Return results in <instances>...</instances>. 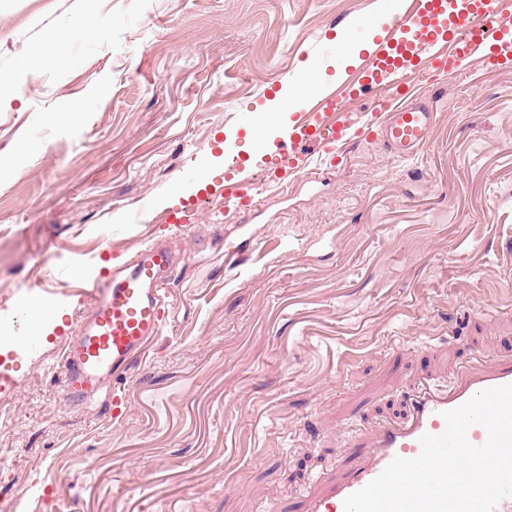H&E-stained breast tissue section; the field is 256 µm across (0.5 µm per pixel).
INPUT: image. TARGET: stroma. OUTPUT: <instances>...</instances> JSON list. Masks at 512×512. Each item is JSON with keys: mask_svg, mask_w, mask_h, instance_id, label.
<instances>
[{"mask_svg": "<svg viewBox=\"0 0 512 512\" xmlns=\"http://www.w3.org/2000/svg\"><path fill=\"white\" fill-rule=\"evenodd\" d=\"M406 8L0 0V79L20 80L0 102V371L18 380L0 393V512H298L311 476L344 460L339 434L404 420L416 382L476 351L512 359V67L414 74L436 114L415 158L375 139L324 174H283L294 115L271 100L310 61L322 90L341 83ZM83 24L92 40L55 42ZM23 54L38 65L21 77ZM228 153L253 177L251 210L224 201ZM187 190L208 208L161 225ZM175 235L188 255L122 414L72 408L55 370L85 313L69 289L101 251L123 261ZM227 241L251 260L225 265ZM41 276L68 297L31 336Z\"/></svg>", "mask_w": 512, "mask_h": 512, "instance_id": "1", "label": "stroma"}]
</instances>
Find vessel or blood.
Returning <instances> with one entry per match:
<instances>
[{"mask_svg": "<svg viewBox=\"0 0 512 512\" xmlns=\"http://www.w3.org/2000/svg\"><path fill=\"white\" fill-rule=\"evenodd\" d=\"M445 8V0H409L408 20L422 31L417 45L403 43L395 29L381 36L362 75L379 79L386 95L366 123L356 126L343 118L340 92L329 94L315 111L298 118L288 134L286 161L291 173L324 168L326 156L303 152L309 143L340 152L351 142L376 136L398 157H413L426 145L435 114L427 89L408 81L410 71L425 65L453 77L462 60L470 57L512 64V16L502 12L497 0H470L469 10L442 29L435 19ZM173 263L171 248L151 241L130 261L80 282L75 293L90 310L77 333L68 336L60 357L63 396L70 404L83 406L110 383L124 380L160 334ZM507 384H512V361L489 364L478 359L461 369L447 388L421 386L410 399L406 422L379 425L348 441L354 462L319 473L305 496L304 512H344L345 498L378 477L394 458L417 457L423 435L444 432V411L481 390Z\"/></svg>", "mask_w": 512, "mask_h": 512, "instance_id": "1", "label": "vessel or blood"}]
</instances>
